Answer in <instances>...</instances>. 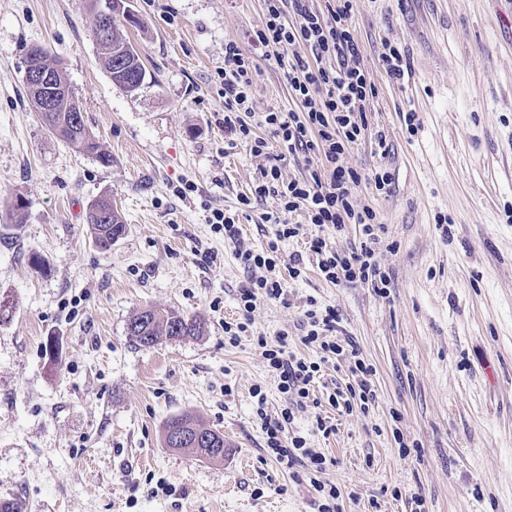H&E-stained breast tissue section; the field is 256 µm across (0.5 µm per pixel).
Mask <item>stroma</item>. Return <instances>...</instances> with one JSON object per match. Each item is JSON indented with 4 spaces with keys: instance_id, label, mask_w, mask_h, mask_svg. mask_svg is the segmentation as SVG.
<instances>
[{
    "instance_id": "stroma-1",
    "label": "stroma",
    "mask_w": 512,
    "mask_h": 512,
    "mask_svg": "<svg viewBox=\"0 0 512 512\" xmlns=\"http://www.w3.org/2000/svg\"><path fill=\"white\" fill-rule=\"evenodd\" d=\"M131 8L112 24L146 68L133 93L103 64L88 0H0V500L27 512H317L307 472L265 454L252 398L261 388L272 413L284 402L256 336L272 344L289 331L292 349L318 360L293 334L312 298L336 308L374 370L368 409L328 404V391L353 383L342 360L295 422L333 459L320 479L340 489L343 512H512V0H356L359 62L376 94L346 162L394 176L387 193L369 179L355 193L385 226L391 288L327 283L304 238L291 239L281 262L303 255L305 273L287 279V302L257 300L234 347L224 324L253 276L237 254L261 248L272 231L262 216L280 202L240 209L268 160L229 147L216 78L236 42L257 66L260 115L293 109L287 69L252 41L264 0ZM386 42L410 62L401 80L379 60ZM35 45L63 71L110 165L44 126L24 84ZM183 179L197 187L187 199L174 193ZM102 195L126 225L106 252L85 222ZM208 204L240 211L236 240L211 231ZM147 308L197 317L203 331L141 347L127 323ZM183 413L223 433L222 460L165 446V421ZM319 414L335 434L314 431Z\"/></svg>"
}]
</instances>
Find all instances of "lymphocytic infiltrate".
Segmentation results:
<instances>
[{
	"label": "lymphocytic infiltrate",
	"mask_w": 512,
	"mask_h": 512,
	"mask_svg": "<svg viewBox=\"0 0 512 512\" xmlns=\"http://www.w3.org/2000/svg\"><path fill=\"white\" fill-rule=\"evenodd\" d=\"M354 0H336L329 14L309 8L307 0H266L265 22L253 37L257 48L271 53L276 60H287L288 83L298 103L297 109L264 113L259 124H252L250 88L256 68L236 42L224 45V69L218 74L224 96V128L237 140L249 145L251 153L266 154L267 139L255 132L256 126L271 130L289 154L312 153L320 165L309 177L283 180L279 165L261 167L250 194L241 195V206L275 196L281 211L265 215L274 227L271 237L258 251L239 252L240 262L247 268L262 269L260 277L241 288L237 303L243 314H250L257 297L286 301V278H298L303 270L302 257H294L287 273H280V246L298 237L299 225L290 222L292 213L304 212L314 230L307 237L309 251L318 258L320 276L334 285L363 283L378 293H386L391 274L382 267L377 252L382 243L383 225L377 224L370 207L357 206L356 188L363 176L345 161L348 147L364 139L367 123L363 108L374 95V87L359 63L360 48L352 33ZM295 9L298 20L289 23L288 9ZM301 45L305 54H289L293 45ZM360 228L358 246L347 252L329 247L327 231H340L346 225ZM340 318L335 308L320 307L308 300L298 323L303 345L314 348L318 360L309 361L288 349L287 333H280L276 345L265 337H257L269 372L278 381L285 403L276 413H269L267 397L261 389H253L255 414L260 422L268 456L287 468L301 467L320 472L326 468V457L310 448L306 437L294 428L298 412L306 410L312 383L318 380L324 366L336 359L348 360L355 382L351 395L361 405L374 401L376 394L370 378L372 365L360 358L357 350L346 349L337 333Z\"/></svg>",
	"instance_id": "1"
}]
</instances>
